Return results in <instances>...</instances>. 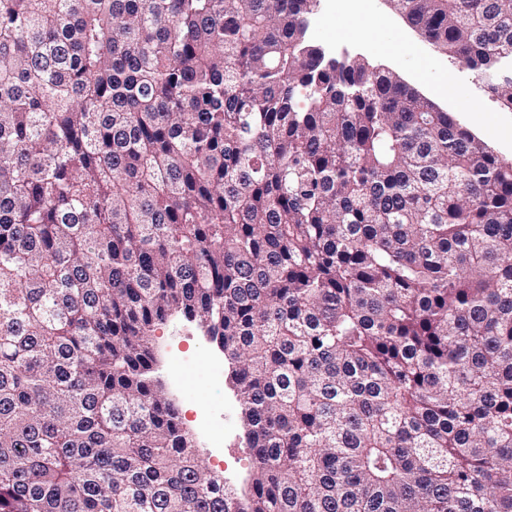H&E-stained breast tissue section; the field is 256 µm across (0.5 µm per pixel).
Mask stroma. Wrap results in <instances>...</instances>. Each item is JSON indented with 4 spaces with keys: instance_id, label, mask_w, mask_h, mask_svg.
Returning a JSON list of instances; mask_svg holds the SVG:
<instances>
[{
    "instance_id": "1",
    "label": "stroma",
    "mask_w": 512,
    "mask_h": 512,
    "mask_svg": "<svg viewBox=\"0 0 512 512\" xmlns=\"http://www.w3.org/2000/svg\"><path fill=\"white\" fill-rule=\"evenodd\" d=\"M372 8L382 22L360 37L345 35V17L327 33L313 31L309 37L332 56H360L395 74L499 156L512 159V111L501 107L488 81L459 60L432 52L387 0H372ZM336 37L341 40L337 46L332 43ZM152 346L162 386L201 457L223 473L228 485L242 489L251 471V454L223 353L196 323L179 317L153 333Z\"/></svg>"
}]
</instances>
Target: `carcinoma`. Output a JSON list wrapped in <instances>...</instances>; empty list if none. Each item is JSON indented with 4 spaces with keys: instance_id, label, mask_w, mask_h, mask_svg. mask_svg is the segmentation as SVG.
Returning a JSON list of instances; mask_svg holds the SVG:
<instances>
[{
    "instance_id": "1",
    "label": "carcinoma",
    "mask_w": 512,
    "mask_h": 512,
    "mask_svg": "<svg viewBox=\"0 0 512 512\" xmlns=\"http://www.w3.org/2000/svg\"><path fill=\"white\" fill-rule=\"evenodd\" d=\"M512 110V0H390ZM316 0H0V512H512V161ZM224 352L246 501L154 377Z\"/></svg>"
}]
</instances>
